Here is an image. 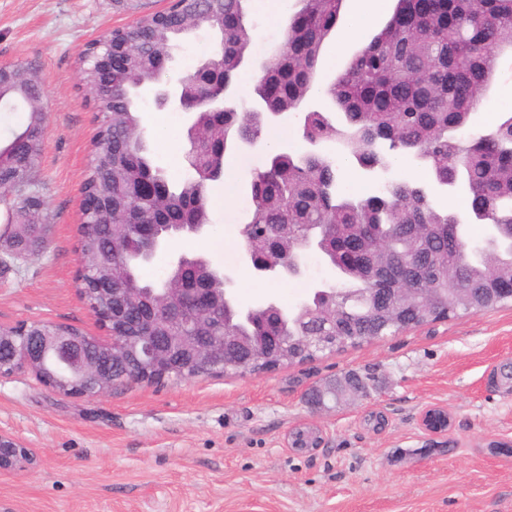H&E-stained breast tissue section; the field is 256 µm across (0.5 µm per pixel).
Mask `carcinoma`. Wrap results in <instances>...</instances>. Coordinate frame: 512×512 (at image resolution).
<instances>
[{"instance_id":"1","label":"carcinoma","mask_w":512,"mask_h":512,"mask_svg":"<svg viewBox=\"0 0 512 512\" xmlns=\"http://www.w3.org/2000/svg\"><path fill=\"white\" fill-rule=\"evenodd\" d=\"M297 14L282 41L264 59L252 89L253 105L239 111L234 104V79L251 56L252 27L248 15L255 0H179V16L150 15L137 25L106 32L105 42L86 45L85 84L93 85L96 61L107 45L132 44V62L124 73L112 74V96L91 99L98 119L93 159L83 180L84 200L98 208L83 209L77 250L91 268L82 277V297L88 310L105 308L96 289L117 264L127 271L126 288L161 294L183 264L156 282H147L139 268L150 262L136 243L134 225L213 224L208 189L216 183L233 191L226 164L232 149L253 140L265 153L252 170L250 195L238 233L244 249L282 258L288 239L268 243L266 230L292 228L291 238L317 236V252L337 272L336 305L343 313L329 323L324 290L297 307L276 302L242 311L236 308L183 320L196 336L219 339L236 329L254 336L263 325L298 342L290 363L314 358L308 336H351L360 345L395 334L412 325L460 313H478L504 305L512 298L498 289L512 280V110L495 112L488 130L467 133L471 114L487 100L500 52L512 49V0H432L422 12L418 0H397L386 26L359 50L331 81L319 78L326 40L336 27L342 0H300ZM206 29L218 50L201 75L189 73L178 81L179 94L190 102L219 92L230 107L224 113L196 111L186 138L189 174L170 180L149 154L138 98L146 89L163 87L164 72L155 68L157 53L171 51L182 35ZM480 75L473 87L448 86V69ZM16 77L0 81V105L28 108V119L0 145V181L18 171L34 173L48 134L40 101L41 79L35 68L11 64ZM324 95L341 111V122L330 112L305 108L313 94ZM303 114L302 139L315 146L304 153L272 148L268 139L278 132L274 120L283 114ZM413 159L429 171L434 185L453 190L465 211L488 226L485 246L469 254L461 232L460 211L436 205L426 186L392 179L376 193L359 197L348 192L340 177L342 165L354 160L365 171L387 172ZM26 200L10 202L12 219L5 233L25 247L40 231V211L25 210ZM363 233L376 241L363 268L346 263L337 241ZM196 271L218 290L224 272L201 255ZM370 288H427L439 304L400 298L391 314L371 310ZM97 355L88 342L70 358L54 349L44 354L47 370L58 380L77 378L76 365Z\"/></svg>"}]
</instances>
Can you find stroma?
Returning a JSON list of instances; mask_svg holds the SVG:
<instances>
[{"label": "stroma", "instance_id": "35a3bbf8", "mask_svg": "<svg viewBox=\"0 0 512 512\" xmlns=\"http://www.w3.org/2000/svg\"><path fill=\"white\" fill-rule=\"evenodd\" d=\"M252 17L253 58L279 42L283 19L298 0ZM170 0H0V65L29 64L42 80L49 131L36 175L46 231L41 248L0 266V325L51 321L100 335L76 291L81 184L97 123L78 69L85 45L114 28L166 10ZM385 0L372 24L334 59L324 46L322 70L333 76L348 55L368 44L390 19ZM206 32L185 40L170 64L172 77L212 56ZM150 151L170 179L188 174L184 115L139 101ZM249 173L234 195L211 199L213 225L180 236L165 258L140 269L144 280L165 273L169 259L202 254L235 279L243 306L271 299L285 307L312 285L335 281L310 257L302 275L254 277L241 260L237 227ZM234 250L235 261L224 258ZM512 358V304L408 328L358 347L325 352L272 371L164 384L126 383L93 399L63 398L30 374L0 376V433L35 449L32 472L0 477V502L13 512H512V456L491 454L493 440H512V387L499 375ZM359 376L365 384L338 402L313 409L317 385ZM447 406L450 446L428 448L419 427L423 408ZM382 409L389 424L376 434L362 417ZM307 419L321 425L326 448L298 454L284 445L288 430Z\"/></svg>", "mask_w": 512, "mask_h": 512}]
</instances>
